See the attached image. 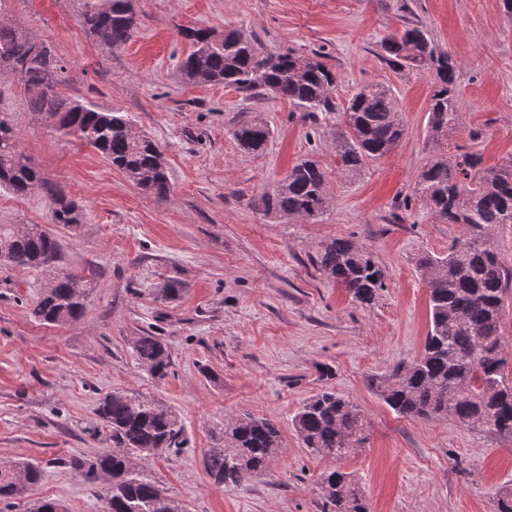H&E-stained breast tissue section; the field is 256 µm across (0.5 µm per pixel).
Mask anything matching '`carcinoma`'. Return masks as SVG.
<instances>
[{"mask_svg":"<svg viewBox=\"0 0 512 512\" xmlns=\"http://www.w3.org/2000/svg\"><path fill=\"white\" fill-rule=\"evenodd\" d=\"M80 21L107 48L127 42L135 16L129 0H82ZM179 34L195 50L180 64L184 78L199 85L224 84L242 93L286 98L309 112L332 110L336 74L313 54L290 50L268 54L243 29L226 26L184 28ZM390 61L433 75L428 105V139L439 142L459 125L460 100L456 66L434 50L427 33L404 29L381 41ZM16 73L33 92L29 106L43 118H57L55 130L90 146L112 167L158 202L167 200L169 178L162 151L152 140L133 132L128 118L72 101L56 90L57 60L49 46L37 44L18 26L0 19V73ZM344 129L336 134L338 171L345 177L362 173L367 162L395 151L405 128L390 89L367 83L355 90L344 109ZM245 151L261 154L270 128L251 120L234 131ZM476 154L437 153L414 180L417 201L444 224H458L462 233L446 255L424 253L416 267L425 276L430 325L423 351L376 378L381 399L396 414L426 420L452 417L504 438H512V383L507 382L505 344L500 320L505 299L512 294V268L503 265L492 246L495 232L512 224V161L495 169L478 170ZM330 176L316 161L293 165L268 198L269 210L281 217L315 223L330 205ZM24 197L41 189L53 203L55 224L85 223V209L57 187L46 183L40 169L18 147L15 131L0 119V186ZM0 260L14 267H45L61 261L55 236L39 225L22 232L15 224H0ZM319 270L345 288L352 299L371 306L385 285V271L370 251L336 238L321 244ZM93 288L92 279L64 269L32 310L38 321L70 324L80 319ZM133 347L150 375L164 380L169 355L156 336H137ZM97 415L109 434L112 450L93 457H76L71 468L94 481L108 475L110 485L100 496L102 512H186L184 506L145 473L144 463L162 452H177L184 443L183 425L171 409L136 392L116 389L98 404ZM293 428L310 451L339 460L365 439L366 417L336 392L320 390L307 398L292 419ZM223 442L207 449L204 466L215 484L237 487L264 475L282 448L277 423L250 414L229 417L220 428ZM26 486L43 479V468L23 461L0 468V506L8 509ZM321 489L327 512H369L366 497L352 476L338 469L325 473Z\"/></svg>","mask_w":512,"mask_h":512,"instance_id":"cac0c4a2","label":"carcinoma"}]
</instances>
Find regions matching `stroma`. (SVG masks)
Instances as JSON below:
<instances>
[{
  "label": "stroma",
  "instance_id": "35a3bbf8",
  "mask_svg": "<svg viewBox=\"0 0 512 512\" xmlns=\"http://www.w3.org/2000/svg\"><path fill=\"white\" fill-rule=\"evenodd\" d=\"M132 37L104 49L79 22L80 0H0V18L49 44L67 98L123 113L162 148L170 194L156 202L92 148L36 118L17 74L0 75V119L44 179L83 206L77 226L52 221L43 191L0 189V224H38L55 235L64 266L94 288L82 318L47 326L31 310L43 270L0 264V466L40 463V484L10 512L52 498L66 512H100L102 481L69 466L110 443L96 414L104 395L130 389L171 407L184 425L180 453L150 459L153 479L187 512H323L327 469L350 473L371 512H497L512 485V439L455 419L403 417L378 396L376 375L412 361L429 328L419 255L446 253L461 234L413 198L414 178L438 152H472L485 168L512 162V11L502 0H131ZM243 28L268 52L322 53L337 77L333 111L309 113L288 100L250 98L221 84L194 85L179 65L183 27ZM424 29L457 65V129L427 137L430 72L399 69L381 42ZM380 83L405 126L400 147L360 176L336 172L342 105ZM258 119L265 152L240 150L236 127ZM330 174L333 203L317 223L268 209L276 183L300 159ZM344 238L386 271L369 307L319 271L322 243ZM180 292L165 298L168 284ZM149 333L170 355L165 380L151 377L131 341ZM330 377H322V370ZM330 389L358 405L366 439L334 460L304 448L291 426L300 405ZM276 421L283 448L266 475L237 487L214 484L204 454L225 417Z\"/></svg>",
  "mask_w": 512,
  "mask_h": 512
}]
</instances>
